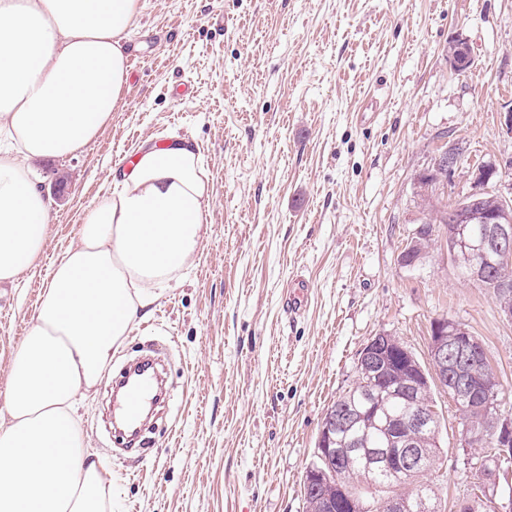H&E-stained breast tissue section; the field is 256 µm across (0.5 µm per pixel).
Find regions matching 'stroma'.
Wrapping results in <instances>:
<instances>
[{
  "label": "stroma",
  "mask_w": 512,
  "mask_h": 512,
  "mask_svg": "<svg viewBox=\"0 0 512 512\" xmlns=\"http://www.w3.org/2000/svg\"><path fill=\"white\" fill-rule=\"evenodd\" d=\"M473 64L451 69L448 46ZM118 108L75 154L31 160L52 222L39 264L0 283V420L12 353L48 268L141 143L197 145L209 181L198 255L115 354L79 414L114 488L112 512H306L303 475L327 409L384 333L429 362L448 318L483 340L512 417V322L436 240L421 264L399 256L421 218L416 175L450 146L462 167L430 192L440 208L495 165L512 194V0H144L126 40ZM309 286L303 312L285 298ZM166 354L169 411L137 449L115 441L112 380ZM440 453L433 484L456 512L476 479L458 413L433 389Z\"/></svg>",
  "instance_id": "1"
}]
</instances>
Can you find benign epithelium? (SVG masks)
<instances>
[{"instance_id":"1","label":"benign epithelium","mask_w":512,"mask_h":512,"mask_svg":"<svg viewBox=\"0 0 512 512\" xmlns=\"http://www.w3.org/2000/svg\"><path fill=\"white\" fill-rule=\"evenodd\" d=\"M448 59L454 70L463 69L471 59L469 45L462 39L453 41L448 49ZM462 162V154L456 149H444L438 153L430 169L418 177L422 184L432 178L448 173H455ZM497 173L495 167L479 168L473 171L474 189L470 195L477 196L487 190L491 177ZM467 224H486L487 232L478 245L468 243L464 236ZM427 227L419 225L416 236L407 243L401 254V262L414 265L424 254V231ZM443 236L448 241V255L453 264H458L461 257L471 259L470 279L480 283L486 276L483 264L474 260L477 253H491L496 256L499 265L512 264V202L498 195V206L492 211L476 212L469 203L458 201L448 208V224ZM503 293L498 301L500 316L512 322V278L504 275L499 280ZM403 351L409 364L417 370L402 389L391 386L389 379L394 374L395 356ZM485 354V348L479 339L457 323L448 319H439L433 325L429 345L430 370H424L416 358L404 348L399 339L388 334L372 337L362 348L357 368L372 378L378 389L399 393L411 402L410 411L404 421L403 429H420L428 421L431 411L421 405L417 394L424 387L435 385L452 395L455 403L472 401L483 393L495 378L475 380L472 367ZM459 424L466 435H477L486 439L491 448L499 449L504 455L512 449V420L489 414L488 408L469 406V413L458 412ZM352 415L340 406L329 408L322 420L314 451V458L305 471L303 486L307 493L313 495L312 512H336V493L342 494V509L345 512H362V506L356 500L345 495L344 487L339 483V462L348 452L346 448L336 447V429L347 425ZM380 464L394 467L401 472L415 469L419 465V454L412 444L405 441L403 448L395 454L386 453L378 457ZM478 484L484 488L490 500H495L499 489L497 471L489 470L486 463L473 466Z\"/></svg>"}]
</instances>
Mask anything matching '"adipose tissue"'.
Returning <instances> with one entry per match:
<instances>
[{"instance_id":"ef3b65f1","label":"adipose tissue","mask_w":512,"mask_h":512,"mask_svg":"<svg viewBox=\"0 0 512 512\" xmlns=\"http://www.w3.org/2000/svg\"><path fill=\"white\" fill-rule=\"evenodd\" d=\"M142 0H0V282L38 260L49 205L25 160L71 155L110 119L128 82L122 45ZM207 178L187 141L144 147L86 209L49 270L13 355L0 424V512H108L75 397L197 254Z\"/></svg>"}]
</instances>
